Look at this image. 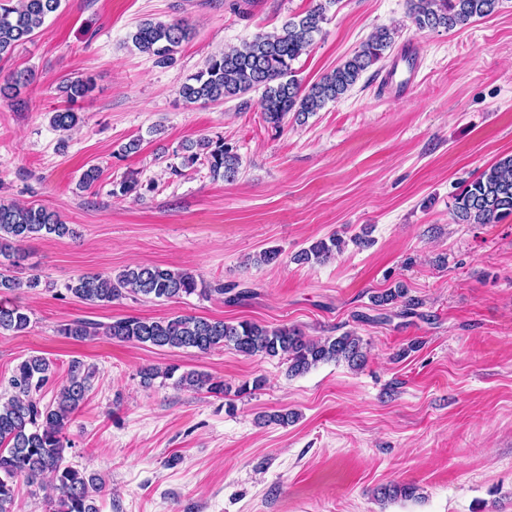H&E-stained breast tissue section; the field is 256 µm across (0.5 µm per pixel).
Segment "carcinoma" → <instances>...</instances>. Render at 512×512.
<instances>
[{
    "mask_svg": "<svg viewBox=\"0 0 512 512\" xmlns=\"http://www.w3.org/2000/svg\"><path fill=\"white\" fill-rule=\"evenodd\" d=\"M335 0H317L304 15L289 19L281 30L258 34L240 48L210 56L204 68L191 76L180 88L189 102H216L240 98L256 89L262 90L260 109L263 120L275 129L283 128L288 114L304 123L308 116L328 102L342 98L356 84L361 74L385 58L395 41L396 31L388 28L373 32L355 53L321 79L306 87L296 78L293 64L312 45L325 20L326 6ZM62 0H0V59L10 56L16 47L30 41L47 17L56 13ZM499 0H409V14L419 29H454L471 19L493 14ZM191 28L184 20L140 23L131 35L139 52L149 55L160 67L176 62L182 43L189 39ZM30 82L26 71L14 73L0 84V100L13 99L20 88ZM92 90L89 79L64 82L60 91L75 103ZM81 122L71 108L50 116L51 126L62 132L76 129ZM184 166L200 164L215 178L232 182L239 173L240 156L224 138H200L182 145ZM138 179L125 177L119 183L122 196H142ZM459 224H495L512 215V155L501 158L467 184L457 196L453 211ZM74 235L69 225L43 207L0 200V294L20 288H36L40 277L22 280L15 274L19 266L20 247L34 236ZM345 241L339 236L320 239L294 256L298 263L324 262L342 250ZM66 290L91 304H108L126 294L148 299L177 300L197 294L224 293V287H211L194 273L171 269L159 264L127 266L116 275L83 274L71 280ZM384 307L397 302L404 314L413 313L415 299L407 288L398 284L374 297ZM31 318L18 306L0 303V330L16 334L27 332ZM61 335L76 341L105 336L123 343L149 344L169 349L192 348L200 353L228 346L245 356L278 357L288 360V376L309 372L321 363L344 361L353 370L365 364L361 337L344 332L325 339H311L299 329L282 326L269 328L251 321L237 323L224 320L177 315L147 320L128 315L108 324L76 318L61 325ZM52 362L41 356H29L15 368L10 380L12 394L0 402V512H15V479L24 477L31 485L41 477H50L56 500L51 512H99L95 494L103 489L102 480L86 475L67 462L66 437L74 412L91 390L96 370L80 360L69 365L68 378L52 400L44 402L43 389L53 377ZM141 381L150 386L157 378L173 381L183 389H206L216 397L225 394L224 381L197 370L178 372L175 366L162 369L150 366L140 371ZM413 486L386 484L375 495L381 502L398 497H412Z\"/></svg>",
    "mask_w": 512,
    "mask_h": 512,
    "instance_id": "cac0c4a2",
    "label": "carcinoma"
}]
</instances>
